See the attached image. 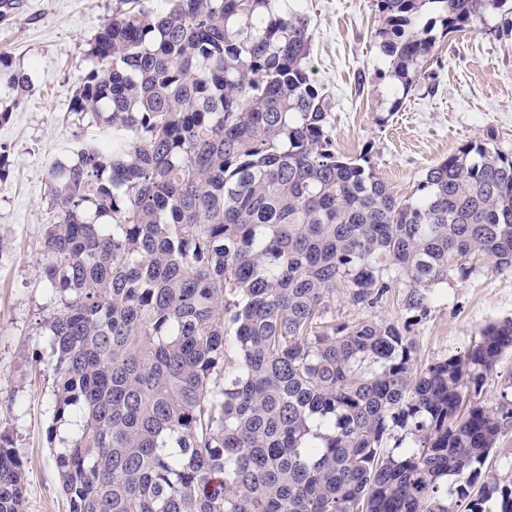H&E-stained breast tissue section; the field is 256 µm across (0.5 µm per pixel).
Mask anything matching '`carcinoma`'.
I'll return each instance as SVG.
<instances>
[{"instance_id":"1","label":"carcinoma","mask_w":512,"mask_h":512,"mask_svg":"<svg viewBox=\"0 0 512 512\" xmlns=\"http://www.w3.org/2000/svg\"><path fill=\"white\" fill-rule=\"evenodd\" d=\"M117 0L69 111L102 137L48 171L42 276L56 310L53 451L69 512H512L483 467L512 399L480 400L512 318L418 363L370 312L397 286L512 271V158L469 142L416 199L336 150L309 68L310 20L282 0ZM388 76L412 86L437 37L512 0H374ZM28 74L0 55L19 106ZM343 288L369 316L339 322ZM393 447H387L388 441ZM0 433V512H25Z\"/></svg>"}]
</instances>
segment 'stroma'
<instances>
[{
	"mask_svg": "<svg viewBox=\"0 0 512 512\" xmlns=\"http://www.w3.org/2000/svg\"><path fill=\"white\" fill-rule=\"evenodd\" d=\"M115 0H17L0 18V53L29 74L33 90L6 121L0 148V432L26 475L25 512H68L52 461L69 426H54V361L41 321L52 294L40 279L43 241L56 211L47 173L62 147L97 141L95 123L68 104L85 73L89 44ZM310 19V67L329 96L336 148L364 157L395 198L412 197L426 171L468 141L512 156V14L438 39V59L412 88L385 77L372 35V0H299ZM392 289L380 319L413 339L419 360L464 354L489 322L512 317V271L485 272L438 289L427 318H413Z\"/></svg>",
	"mask_w": 512,
	"mask_h": 512,
	"instance_id": "35a3bbf8",
	"label": "stroma"
}]
</instances>
